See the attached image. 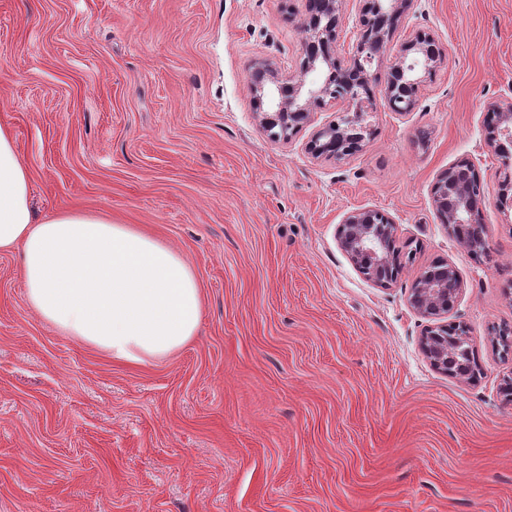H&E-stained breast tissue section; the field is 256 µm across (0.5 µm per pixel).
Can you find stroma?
Returning <instances> with one entry per match:
<instances>
[{
    "label": "stroma",
    "mask_w": 512,
    "mask_h": 512,
    "mask_svg": "<svg viewBox=\"0 0 512 512\" xmlns=\"http://www.w3.org/2000/svg\"><path fill=\"white\" fill-rule=\"evenodd\" d=\"M307 0H0V123L37 217L82 210L175 247L203 292L197 336L143 366L62 335L0 254V512H512V209L485 145L512 102V0H416L384 49L437 39L415 107L385 101L361 151L262 128L249 74L299 68ZM474 164L488 257L433 205ZM389 214L406 257L388 287L341 249L352 210ZM455 267L447 315L480 372L435 369L409 305L425 266Z\"/></svg>",
    "instance_id": "1"
}]
</instances>
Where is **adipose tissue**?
Instances as JSON below:
<instances>
[{
    "mask_svg": "<svg viewBox=\"0 0 512 512\" xmlns=\"http://www.w3.org/2000/svg\"><path fill=\"white\" fill-rule=\"evenodd\" d=\"M19 251L29 305L60 332L144 364L196 335L202 293L174 247L130 224L85 212L35 220L30 176L0 124V252Z\"/></svg>",
    "mask_w": 512,
    "mask_h": 512,
    "instance_id": "obj_1",
    "label": "adipose tissue"
}]
</instances>
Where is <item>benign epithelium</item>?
Returning a JSON list of instances; mask_svg holds the SVG:
<instances>
[{
	"label": "benign epithelium",
	"instance_id": "1",
	"mask_svg": "<svg viewBox=\"0 0 512 512\" xmlns=\"http://www.w3.org/2000/svg\"><path fill=\"white\" fill-rule=\"evenodd\" d=\"M415 0H364L357 26L359 39L356 52L347 67L336 70L335 47L338 41L339 17L344 0H322L326 18L311 10L301 22L306 33L303 58L297 75L282 78L269 64L262 65L265 80L252 82L254 102L261 124L276 141L288 139L307 122L309 109L326 100H341L346 109L338 119L316 130L307 150L316 157L342 159L357 151L365 141V114L375 108L371 89L380 87L383 99L396 112H407L416 103L424 75L441 64L443 52L435 38L419 33L401 45L389 64L385 77L373 68L385 45L392 39L398 18L409 11ZM486 116L492 133L486 146L500 160L504 177L499 195L512 188V153L504 150L501 138L512 139V103L502 107L490 104ZM471 168L463 173L450 168L432 187V199L443 224L468 252H473L475 239H484L482 205L472 194ZM398 227L388 214L374 209H356L346 214L338 230L341 248L357 270L368 281L382 287L393 282L401 260L395 242ZM462 290V282L454 266L444 264L423 269L410 292V306L428 320L421 348L431 364L448 370V323L443 321L448 308Z\"/></svg>",
	"mask_w": 512,
	"mask_h": 512
}]
</instances>
